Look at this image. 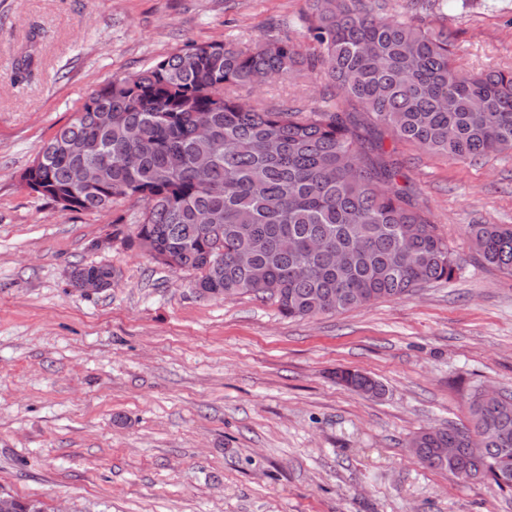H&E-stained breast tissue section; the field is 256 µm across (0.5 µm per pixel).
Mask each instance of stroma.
<instances>
[{"label": "stroma", "mask_w": 512, "mask_h": 512, "mask_svg": "<svg viewBox=\"0 0 512 512\" xmlns=\"http://www.w3.org/2000/svg\"><path fill=\"white\" fill-rule=\"evenodd\" d=\"M306 0H0V491L45 512H512V491L423 467L418 431L512 391V277L472 224L512 225V153L467 163L385 136L462 258L452 280L288 319L200 296L155 262L140 207L63 211L19 176L92 92L193 44L301 32ZM469 69L512 67V0H436ZM30 78H15L23 54ZM108 263L86 294L75 265ZM379 380L367 398L340 369ZM84 274H91L94 276H84ZM82 277V278H81ZM71 284L75 286L78 281L76 288L86 294L99 293L105 290L107 287L103 282L110 284L112 281V266L108 263H97L90 265H77L75 266L70 274ZM100 280H99V279ZM103 281V282H102Z\"/></svg>", "instance_id": "stroma-1"}]
</instances>
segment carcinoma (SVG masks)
Listing matches in <instances>:
<instances>
[{"label":"carcinoma","instance_id":"1","mask_svg":"<svg viewBox=\"0 0 512 512\" xmlns=\"http://www.w3.org/2000/svg\"><path fill=\"white\" fill-rule=\"evenodd\" d=\"M305 54L287 33L212 42L112 79L46 142L38 195L64 210L144 204L136 238L158 263L199 273L212 297L253 295L290 319L339 313L451 280L461 259L399 185L378 131L465 162L512 151V68H462L455 36L377 0H309ZM312 74L344 101H245L238 90ZM95 165L100 185L81 184ZM482 261L512 276V225L472 224ZM250 256L242 265L237 256ZM346 257L343 264L336 256ZM259 269L265 285L252 282ZM112 281V265H77ZM336 380L370 398L357 370ZM419 461L512 491V394L474 396L468 426L418 435ZM440 448L458 449L444 459Z\"/></svg>","mask_w":512,"mask_h":512}]
</instances>
